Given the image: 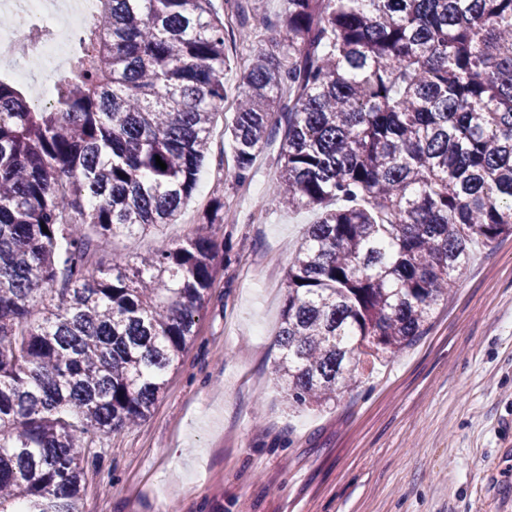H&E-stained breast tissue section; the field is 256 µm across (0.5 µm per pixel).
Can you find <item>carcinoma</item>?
I'll return each instance as SVG.
<instances>
[{
	"mask_svg": "<svg viewBox=\"0 0 512 512\" xmlns=\"http://www.w3.org/2000/svg\"><path fill=\"white\" fill-rule=\"evenodd\" d=\"M224 40L215 0H98L50 103L0 79V512H81L82 449L146 419L193 340L224 203L174 248L113 242L195 190ZM267 43L231 174L284 128L265 204L319 217L280 370L291 405L321 406L426 334L470 243L512 237V0H284Z\"/></svg>",
	"mask_w": 512,
	"mask_h": 512,
	"instance_id": "cac0c4a2",
	"label": "carcinoma"
}]
</instances>
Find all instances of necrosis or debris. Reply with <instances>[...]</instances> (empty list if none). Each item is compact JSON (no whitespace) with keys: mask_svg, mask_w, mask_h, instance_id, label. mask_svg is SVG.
I'll list each match as a JSON object with an SVG mask.
<instances>
[{"mask_svg":"<svg viewBox=\"0 0 512 512\" xmlns=\"http://www.w3.org/2000/svg\"><path fill=\"white\" fill-rule=\"evenodd\" d=\"M96 6V0H0V66L32 83L36 102H46L71 77L70 44ZM20 45L27 58L16 55Z\"/></svg>","mask_w":512,"mask_h":512,"instance_id":"necrosis-or-debris-1","label":"necrosis or debris"}]
</instances>
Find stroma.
<instances>
[{"label": "stroma", "mask_w": 512, "mask_h": 512, "mask_svg": "<svg viewBox=\"0 0 512 512\" xmlns=\"http://www.w3.org/2000/svg\"><path fill=\"white\" fill-rule=\"evenodd\" d=\"M282 10L252 0L240 16L226 0L229 98L196 189L175 223L114 241L121 252L175 247L218 197L230 260L151 414L87 451L82 512H512V238L471 245L414 346L335 403L288 404L274 337L286 272L316 214L262 209L277 142L245 184L222 172L239 75Z\"/></svg>", "instance_id": "obj_1"}]
</instances>
